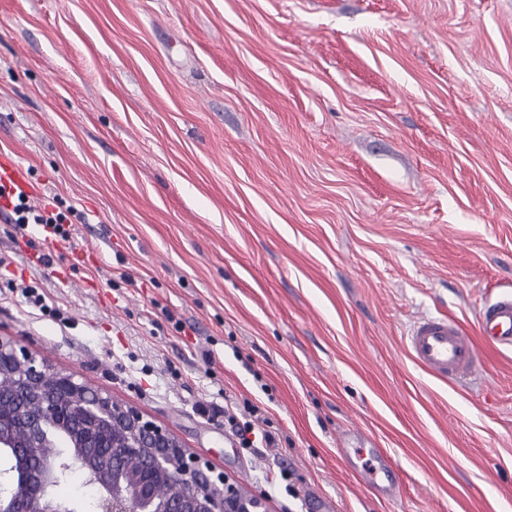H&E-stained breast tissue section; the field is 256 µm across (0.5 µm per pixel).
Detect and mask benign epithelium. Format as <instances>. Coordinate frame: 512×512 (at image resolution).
I'll list each match as a JSON object with an SVG mask.
<instances>
[{
  "label": "benign epithelium",
  "instance_id": "1",
  "mask_svg": "<svg viewBox=\"0 0 512 512\" xmlns=\"http://www.w3.org/2000/svg\"><path fill=\"white\" fill-rule=\"evenodd\" d=\"M17 367L22 378L46 389L42 407L22 415L29 447L17 450L27 454L47 443L46 428L58 425L59 399L71 404L92 406L105 412L101 423L79 424L66 434L86 459L93 449L106 447L112 437V462L125 456L148 453L147 468L131 475L112 467L92 472L99 487L104 512H250L258 507L256 499H247L225 486L224 477L211 476V470L187 453L167 430L138 411L113 402L108 396L75 380L74 376L52 367L15 341L0 338V367ZM58 462L46 458L31 470L21 465L17 472L0 474V484H8V496H0V512H74L71 504L56 499L49 491ZM174 477L188 489L182 504L174 508L159 496L156 479Z\"/></svg>",
  "mask_w": 512,
  "mask_h": 512
}]
</instances>
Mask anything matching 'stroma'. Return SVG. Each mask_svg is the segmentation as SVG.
<instances>
[{"label": "stroma", "mask_w": 512, "mask_h": 512, "mask_svg": "<svg viewBox=\"0 0 512 512\" xmlns=\"http://www.w3.org/2000/svg\"><path fill=\"white\" fill-rule=\"evenodd\" d=\"M0 153L88 218L57 271L0 223V283L64 315L0 294V337L259 512H512V351L448 384L406 347L512 292V0H0ZM228 401L225 397L224 422L234 429L240 448H276L279 445L276 428L271 419L265 416V410L262 411L246 398L242 402Z\"/></svg>", "instance_id": "1"}]
</instances>
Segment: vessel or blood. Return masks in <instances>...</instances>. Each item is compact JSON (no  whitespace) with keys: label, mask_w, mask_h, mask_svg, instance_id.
Masks as SVG:
<instances>
[{"label":"vessel or blood","mask_w":512,"mask_h":512,"mask_svg":"<svg viewBox=\"0 0 512 512\" xmlns=\"http://www.w3.org/2000/svg\"><path fill=\"white\" fill-rule=\"evenodd\" d=\"M0 186L28 190L23 173L12 160L0 154ZM481 337L497 348H512V296L485 305L478 314ZM412 360L430 376L450 383H461L477 376L481 356L472 338L444 316L415 323L406 338Z\"/></svg>","instance_id":"b4317fda"}]
</instances>
